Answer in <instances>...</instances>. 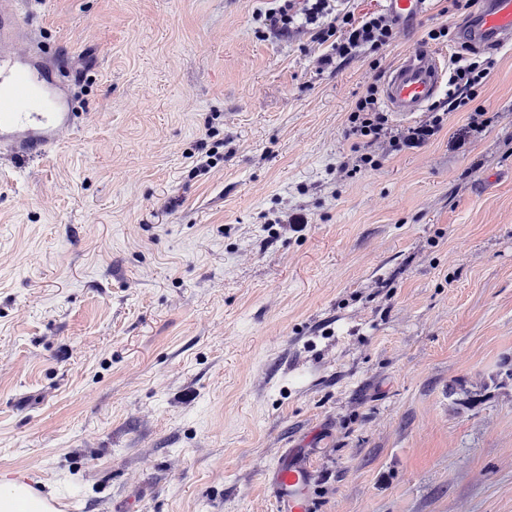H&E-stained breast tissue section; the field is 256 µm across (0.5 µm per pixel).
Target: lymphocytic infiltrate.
Masks as SVG:
<instances>
[{
    "mask_svg": "<svg viewBox=\"0 0 512 512\" xmlns=\"http://www.w3.org/2000/svg\"><path fill=\"white\" fill-rule=\"evenodd\" d=\"M263 24L282 37L308 31L312 42L326 48L318 58L323 69L358 58H378L395 39V24L386 13L356 16L350 0H281L264 13ZM497 64L493 54L462 45L451 59L447 103L433 105L423 120L406 126L390 120L380 105L378 84L369 83L348 109L349 134L354 138L348 165L356 171L373 169L379 165L378 153L422 147L438 135L452 112L467 113L469 131L482 132L488 121L472 103Z\"/></svg>",
    "mask_w": 512,
    "mask_h": 512,
    "instance_id": "lymphocytic-infiltrate-1",
    "label": "lymphocytic infiltrate"
}]
</instances>
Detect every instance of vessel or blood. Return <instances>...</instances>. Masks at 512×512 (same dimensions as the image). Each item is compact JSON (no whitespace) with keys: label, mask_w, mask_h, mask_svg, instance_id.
<instances>
[{"label":"vessel or blood","mask_w":512,"mask_h":512,"mask_svg":"<svg viewBox=\"0 0 512 512\" xmlns=\"http://www.w3.org/2000/svg\"><path fill=\"white\" fill-rule=\"evenodd\" d=\"M428 0H383L387 14L404 23L423 16ZM469 44L502 46L512 42V0H473L464 27ZM0 36V149L23 161L42 157L73 125V115L42 104L33 95L31 71L18 68L3 51ZM447 81L445 58L420 46L403 53L386 71L382 100L396 118L410 119L431 107ZM314 473L294 456L280 458L264 472L273 489L277 512H312L310 487Z\"/></svg>","instance_id":"obj_1"}]
</instances>
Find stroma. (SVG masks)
<instances>
[{"label":"stroma","mask_w":512,"mask_h":512,"mask_svg":"<svg viewBox=\"0 0 512 512\" xmlns=\"http://www.w3.org/2000/svg\"><path fill=\"white\" fill-rule=\"evenodd\" d=\"M273 0H20L43 159L0 151V477L58 512H512V44L426 145L351 175L356 93ZM216 154L197 168L200 141ZM298 232L264 226L283 214ZM263 476L273 489L277 512H312L310 487L314 473L309 466L288 454L266 469Z\"/></svg>","instance_id":"obj_1"}]
</instances>
